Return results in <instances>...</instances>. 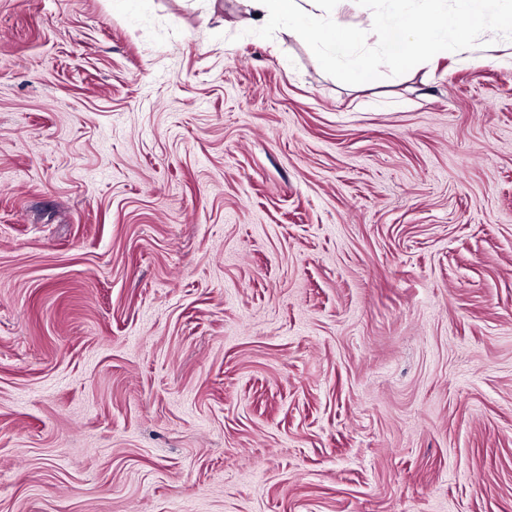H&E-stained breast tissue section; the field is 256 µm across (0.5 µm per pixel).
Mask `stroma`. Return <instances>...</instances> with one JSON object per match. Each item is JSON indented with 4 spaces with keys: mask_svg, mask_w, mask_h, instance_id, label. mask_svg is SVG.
<instances>
[{
    "mask_svg": "<svg viewBox=\"0 0 512 512\" xmlns=\"http://www.w3.org/2000/svg\"><path fill=\"white\" fill-rule=\"evenodd\" d=\"M242 17L0 0V512H512V67Z\"/></svg>",
    "mask_w": 512,
    "mask_h": 512,
    "instance_id": "1",
    "label": "stroma"
}]
</instances>
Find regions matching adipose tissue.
<instances>
[{
    "label": "adipose tissue",
    "mask_w": 512,
    "mask_h": 512,
    "mask_svg": "<svg viewBox=\"0 0 512 512\" xmlns=\"http://www.w3.org/2000/svg\"><path fill=\"white\" fill-rule=\"evenodd\" d=\"M250 22L287 24L298 39L315 35L325 47V58L341 68L350 79L362 80L375 71V61L362 51L369 35H376L399 65L414 57L435 55L448 42L461 41L474 28L493 27L512 32V12L492 13L489 0H475L468 18L448 8L447 0H425L423 17L399 10L377 21L373 29L345 25L339 18L336 0H241Z\"/></svg>",
    "instance_id": "1"
}]
</instances>
